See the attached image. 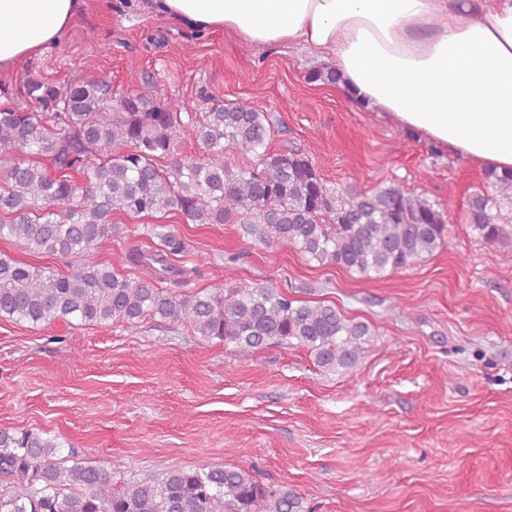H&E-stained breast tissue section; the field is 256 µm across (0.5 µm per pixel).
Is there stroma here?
I'll use <instances>...</instances> for the list:
<instances>
[{
  "instance_id": "stroma-1",
  "label": "stroma",
  "mask_w": 512,
  "mask_h": 512,
  "mask_svg": "<svg viewBox=\"0 0 512 512\" xmlns=\"http://www.w3.org/2000/svg\"><path fill=\"white\" fill-rule=\"evenodd\" d=\"M150 2L86 0L58 42L0 72V85L102 76L136 92V69L153 75L156 97L203 89L250 102L276 122L270 151H301L339 188L395 183L426 198L448 215L446 244L369 279L288 243L251 244L234 224L167 215L189 259L210 260L193 288L268 280L335 304L370 327L358 366L327 373L289 344L246 357L159 321L65 329L0 319V429L46 431L95 464L133 458L137 480L250 465L314 512H512V226L489 244L466 224L481 166L431 152L337 86L308 82L321 63L306 49L193 33ZM115 220L121 233L98 256L128 274V251L149 241L137 219ZM231 254L239 260L225 266Z\"/></svg>"
}]
</instances>
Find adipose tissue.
Wrapping results in <instances>:
<instances>
[{
    "label": "adipose tissue",
    "instance_id": "ef3b65f1",
    "mask_svg": "<svg viewBox=\"0 0 512 512\" xmlns=\"http://www.w3.org/2000/svg\"><path fill=\"white\" fill-rule=\"evenodd\" d=\"M84 0H0V70L57 42ZM199 32L299 44L356 103L438 149L512 171V0H152Z\"/></svg>",
    "mask_w": 512,
    "mask_h": 512
}]
</instances>
